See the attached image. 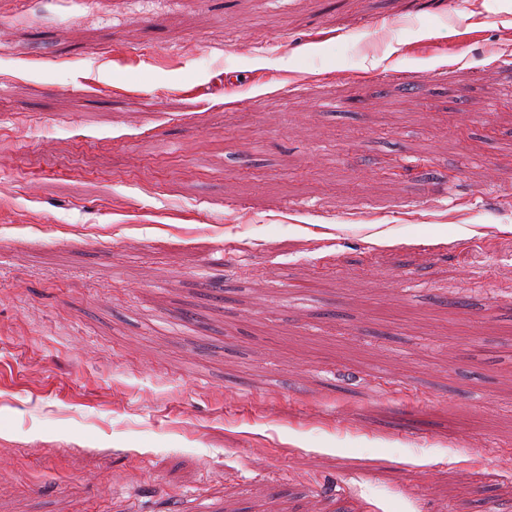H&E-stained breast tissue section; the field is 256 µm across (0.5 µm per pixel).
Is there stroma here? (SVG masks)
I'll use <instances>...</instances> for the list:
<instances>
[{
  "label": "stroma",
  "mask_w": 512,
  "mask_h": 512,
  "mask_svg": "<svg viewBox=\"0 0 512 512\" xmlns=\"http://www.w3.org/2000/svg\"><path fill=\"white\" fill-rule=\"evenodd\" d=\"M510 133L512 0H0V512L512 490Z\"/></svg>",
  "instance_id": "obj_1"
}]
</instances>
